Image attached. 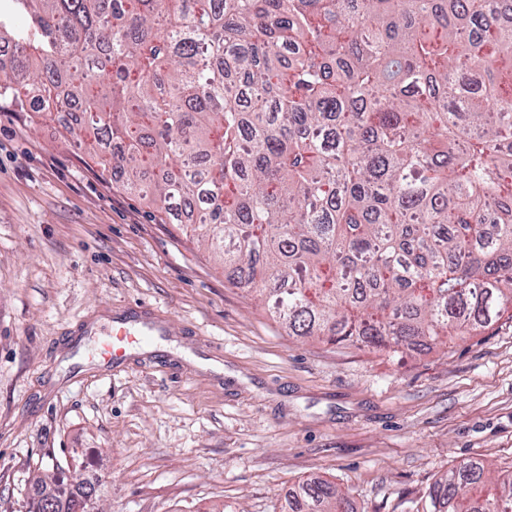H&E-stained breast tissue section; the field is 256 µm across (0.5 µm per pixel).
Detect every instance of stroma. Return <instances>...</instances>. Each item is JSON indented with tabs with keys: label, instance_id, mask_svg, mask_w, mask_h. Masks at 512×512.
Wrapping results in <instances>:
<instances>
[{
	"label": "stroma",
	"instance_id": "obj_1",
	"mask_svg": "<svg viewBox=\"0 0 512 512\" xmlns=\"http://www.w3.org/2000/svg\"><path fill=\"white\" fill-rule=\"evenodd\" d=\"M150 314V351L99 367L86 323ZM469 459L512 472V321L393 362L288 335L63 122L0 107V512L54 464L101 512H288L314 477L410 512Z\"/></svg>",
	"mask_w": 512,
	"mask_h": 512
}]
</instances>
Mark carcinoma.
I'll use <instances>...</instances> for the list:
<instances>
[{
    "mask_svg": "<svg viewBox=\"0 0 512 512\" xmlns=\"http://www.w3.org/2000/svg\"><path fill=\"white\" fill-rule=\"evenodd\" d=\"M0 102L206 243L288 335L393 361L512 321V0H9ZM30 21L17 29L11 15ZM41 481L26 512H88ZM290 512H353L325 480ZM416 512H512L465 461Z\"/></svg>",
    "mask_w": 512,
    "mask_h": 512,
    "instance_id": "cac0c4a2",
    "label": "carcinoma"
}]
</instances>
